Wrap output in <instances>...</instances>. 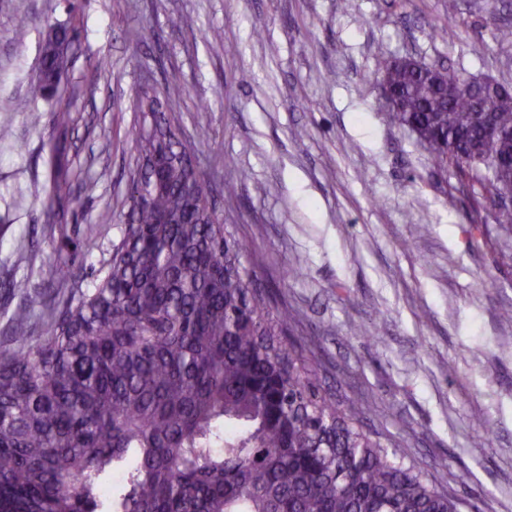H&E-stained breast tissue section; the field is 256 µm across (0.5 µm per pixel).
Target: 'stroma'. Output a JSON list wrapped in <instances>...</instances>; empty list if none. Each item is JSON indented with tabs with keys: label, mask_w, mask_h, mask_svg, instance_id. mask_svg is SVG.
I'll use <instances>...</instances> for the list:
<instances>
[{
	"label": "stroma",
	"mask_w": 512,
	"mask_h": 512,
	"mask_svg": "<svg viewBox=\"0 0 512 512\" xmlns=\"http://www.w3.org/2000/svg\"><path fill=\"white\" fill-rule=\"evenodd\" d=\"M49 21L77 28L72 64L21 112ZM504 26L512 0H0V339L19 304L38 316L63 299L56 250L89 224L78 277L91 285L129 213L136 92L179 80L166 115L321 391L362 402L363 429L460 512H512V225L477 173L433 164L390 122L375 72L377 55H410L512 84ZM58 109L67 129L51 123ZM56 145L68 193L34 196Z\"/></svg>",
	"instance_id": "1"
}]
</instances>
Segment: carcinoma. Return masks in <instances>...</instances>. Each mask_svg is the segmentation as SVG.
<instances>
[{
  "mask_svg": "<svg viewBox=\"0 0 512 512\" xmlns=\"http://www.w3.org/2000/svg\"><path fill=\"white\" fill-rule=\"evenodd\" d=\"M69 28L48 25L33 99L69 69ZM402 111L391 120L462 176L483 168L498 190L512 158V101L487 98L482 125L470 77L377 60ZM175 82L142 86L131 131L137 158L166 162L136 179L128 223L91 287L76 288L0 350V512H458L415 467L360 425L363 406L320 391L282 339L242 262L246 245L210 218L209 182L178 128L162 122ZM50 187L66 189L54 161Z\"/></svg>",
  "mask_w": 512,
  "mask_h": 512,
  "instance_id": "cac0c4a2",
  "label": "carcinoma"
}]
</instances>
